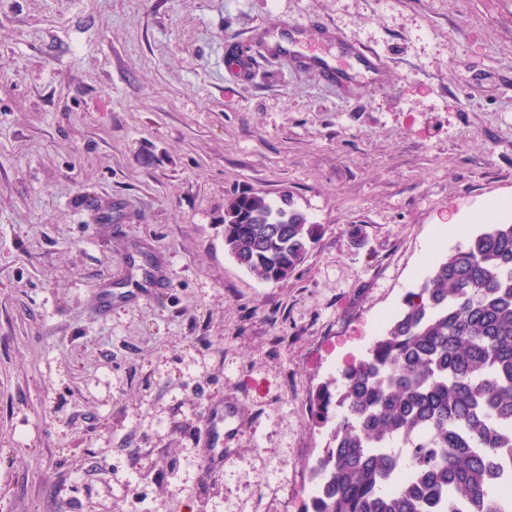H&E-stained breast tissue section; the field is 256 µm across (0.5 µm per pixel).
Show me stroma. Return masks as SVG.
<instances>
[{"mask_svg":"<svg viewBox=\"0 0 512 512\" xmlns=\"http://www.w3.org/2000/svg\"><path fill=\"white\" fill-rule=\"evenodd\" d=\"M248 189L322 228L287 281L224 249ZM488 202L512 0H0V512H302L311 393ZM212 431L213 427H211L209 437L199 457V467L204 474L211 473L224 462L225 448H220L223 446V443L220 441L219 437H217L215 441L211 438Z\"/></svg>","mask_w":512,"mask_h":512,"instance_id":"stroma-1","label":"stroma"}]
</instances>
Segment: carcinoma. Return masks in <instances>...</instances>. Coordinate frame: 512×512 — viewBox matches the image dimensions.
<instances>
[{"instance_id":"cac0c4a2","label":"carcinoma","mask_w":512,"mask_h":512,"mask_svg":"<svg viewBox=\"0 0 512 512\" xmlns=\"http://www.w3.org/2000/svg\"><path fill=\"white\" fill-rule=\"evenodd\" d=\"M287 198L224 205V249L288 280L319 238ZM333 422L304 512H512V224L437 262L367 354L309 398Z\"/></svg>"}]
</instances>
